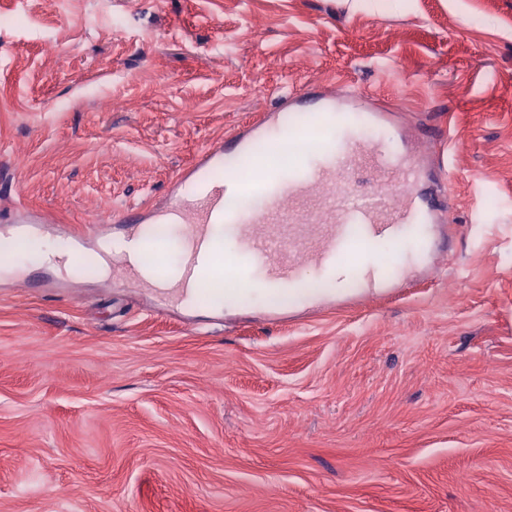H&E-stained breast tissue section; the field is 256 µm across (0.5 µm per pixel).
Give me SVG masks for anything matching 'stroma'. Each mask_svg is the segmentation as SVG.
Instances as JSON below:
<instances>
[{"mask_svg":"<svg viewBox=\"0 0 512 512\" xmlns=\"http://www.w3.org/2000/svg\"><path fill=\"white\" fill-rule=\"evenodd\" d=\"M332 79L450 133L455 255L279 321L0 271V512H512V0H0V207L111 224Z\"/></svg>","mask_w":512,"mask_h":512,"instance_id":"35a3bbf8","label":"stroma"}]
</instances>
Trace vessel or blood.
I'll use <instances>...</instances> for the list:
<instances>
[{
    "label": "vessel or blood",
    "mask_w": 512,
    "mask_h": 512,
    "mask_svg": "<svg viewBox=\"0 0 512 512\" xmlns=\"http://www.w3.org/2000/svg\"><path fill=\"white\" fill-rule=\"evenodd\" d=\"M281 132L285 154L268 164L265 147ZM406 138L387 106L357 87L312 85L202 151L160 203L112 221L178 226L186 263L177 287L150 280L164 302L174 295L190 306L188 285L206 281V258L219 248L243 288L300 291L314 272L339 286L361 275L382 293L402 269L455 246L443 229L454 207L444 160L407 150ZM50 221L24 205L0 212L1 224L29 232ZM382 240L395 250L381 261L373 250Z\"/></svg>",
    "instance_id": "1"
}]
</instances>
